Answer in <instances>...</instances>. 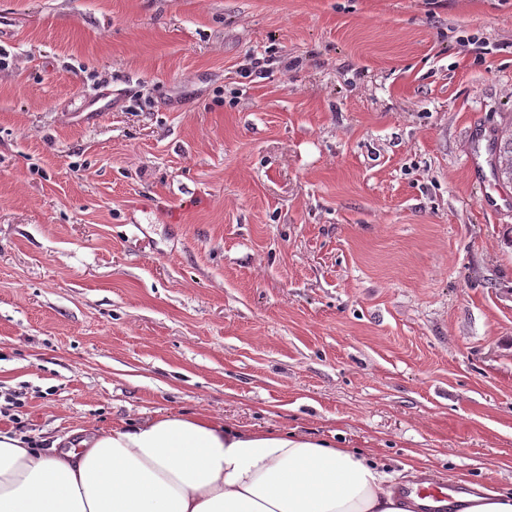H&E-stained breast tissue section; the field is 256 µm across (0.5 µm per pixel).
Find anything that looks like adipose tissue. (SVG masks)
I'll list each match as a JSON object with an SVG mask.
<instances>
[{
	"mask_svg": "<svg viewBox=\"0 0 512 512\" xmlns=\"http://www.w3.org/2000/svg\"><path fill=\"white\" fill-rule=\"evenodd\" d=\"M0 512H415L372 455L210 417L124 423L48 455L0 434Z\"/></svg>",
	"mask_w": 512,
	"mask_h": 512,
	"instance_id": "1",
	"label": "adipose tissue"
}]
</instances>
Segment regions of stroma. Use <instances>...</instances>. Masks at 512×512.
Segmentation results:
<instances>
[{"label": "stroma", "instance_id": "stroma-1", "mask_svg": "<svg viewBox=\"0 0 512 512\" xmlns=\"http://www.w3.org/2000/svg\"><path fill=\"white\" fill-rule=\"evenodd\" d=\"M0 51L1 433L204 413L512 491V215L468 166L512 0H0Z\"/></svg>", "mask_w": 512, "mask_h": 512}]
</instances>
